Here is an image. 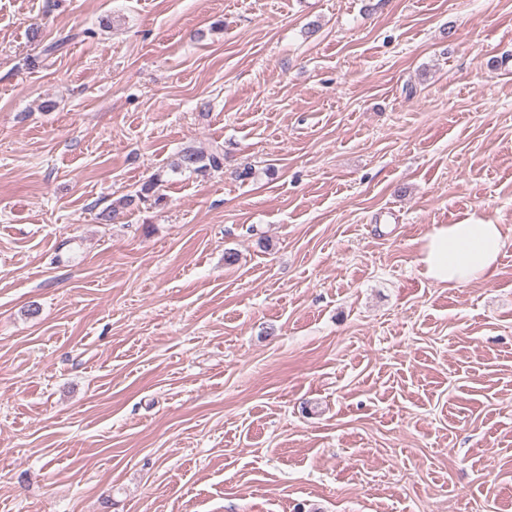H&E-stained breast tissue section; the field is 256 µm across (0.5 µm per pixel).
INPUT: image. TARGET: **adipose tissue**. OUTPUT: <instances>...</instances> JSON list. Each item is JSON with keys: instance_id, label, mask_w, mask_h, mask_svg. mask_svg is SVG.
Returning <instances> with one entry per match:
<instances>
[{"instance_id": "obj_1", "label": "adipose tissue", "mask_w": 512, "mask_h": 512, "mask_svg": "<svg viewBox=\"0 0 512 512\" xmlns=\"http://www.w3.org/2000/svg\"><path fill=\"white\" fill-rule=\"evenodd\" d=\"M504 247L501 225L435 224L421 239L418 262L435 283L466 285L483 279Z\"/></svg>"}]
</instances>
